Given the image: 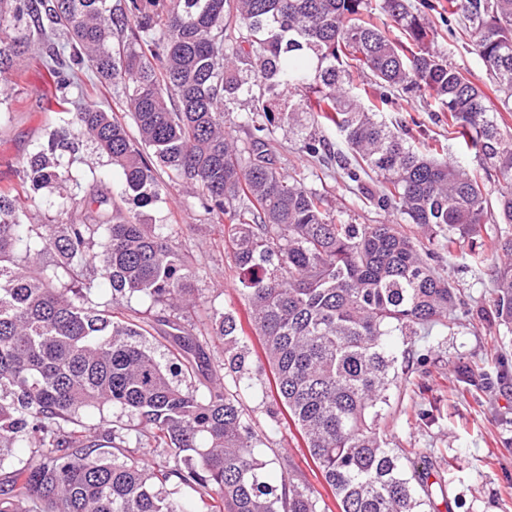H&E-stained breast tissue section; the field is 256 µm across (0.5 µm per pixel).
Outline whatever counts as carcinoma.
<instances>
[{"instance_id":"1","label":"carcinoma","mask_w":512,"mask_h":512,"mask_svg":"<svg viewBox=\"0 0 512 512\" xmlns=\"http://www.w3.org/2000/svg\"><path fill=\"white\" fill-rule=\"evenodd\" d=\"M470 33L487 73L512 110V0H446ZM0 0V75L19 73L43 23L66 34L63 53L46 47L55 86L87 90L92 69L121 86L134 128L95 105L70 109L47 144L18 162L19 183L0 187V446L35 448L0 478V512H327L322 493L297 478L292 459L266 477L237 389L254 386L230 312L210 316L224 344V376L200 395L187 379L204 357L192 333L172 325L177 354L162 363L144 345L151 321L116 315L134 295L171 311L196 304L197 270L175 236L127 215L116 201L78 196L66 156L90 140L121 170L120 200L137 208L161 199L160 173L196 189L224 223L229 267L244 291L271 378L261 385L272 415L284 408L339 512H422L428 478L408 469V452L388 448L380 421L396 386L393 336L463 326L464 304L433 262L436 252L399 224H344L301 173L277 167L276 130L324 164L326 127L352 156L346 176L380 177L374 201L442 238L469 237L482 224H512V133L484 91L437 44L435 22L406 0ZM401 31L393 38L389 27ZM415 91L448 114V133L501 177L490 201L482 177L436 148L422 151L383 117L396 91ZM300 93L286 112L283 93ZM237 116L242 141L224 123ZM57 190L59 214L31 224L36 193ZM496 297L492 316L512 324V236L490 241ZM55 252L64 274L41 262ZM95 268L111 300L70 275ZM118 407L142 425L137 442L159 449L146 464L116 436L91 432L82 416ZM186 486L189 505L166 487Z\"/></svg>"}]
</instances>
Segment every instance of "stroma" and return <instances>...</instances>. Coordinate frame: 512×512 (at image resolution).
<instances>
[{"label":"stroma","mask_w":512,"mask_h":512,"mask_svg":"<svg viewBox=\"0 0 512 512\" xmlns=\"http://www.w3.org/2000/svg\"><path fill=\"white\" fill-rule=\"evenodd\" d=\"M440 37L439 45L456 66L467 70L487 96L488 106H498L497 94L485 68L456 21L441 17L438 9L446 0H428ZM15 83L17 98L0 105V186L17 182L15 162L46 143L55 125L57 91L37 59L27 61L22 74H8ZM386 120L416 119V145L425 149L442 142L450 160H463L476 170L475 155L460 156L448 138L443 113L434 111L411 93L397 94L385 114ZM279 167L284 173L305 174L307 185L326 192L333 211L349 224H378L397 221V214L380 210L370 195L377 189L375 178L351 182L340 165L324 167L299 148L297 140L276 131ZM82 187L93 188L110 199L119 190V177L107 157L92 145L70 158ZM141 222L173 225L182 248L198 271L195 281L198 304L174 314V321L207 333L212 312H232L242 324V336L259 366L258 344L249 323L248 302L227 269L224 227L200 205L193 190L172 183L168 192L152 206L139 209ZM511 234L512 225H482L479 236L458 239L452 259H440L436 268L458 288L467 308L491 309L494 282L487 265L476 264L489 237ZM396 357H409L411 371L390 392V417L383 431L388 447L411 449L418 470L429 472L431 481H442L443 494L433 497L425 512H512V331L494 321L473 320L451 332L432 329L411 343L395 338ZM489 362L491 379L476 391L463 383L461 368ZM241 398L261 441L260 458L275 461L277 455H292L300 478L314 480L315 468L306 458L299 436L283 418L271 417L260 388L242 389Z\"/></svg>","instance_id":"1"}]
</instances>
